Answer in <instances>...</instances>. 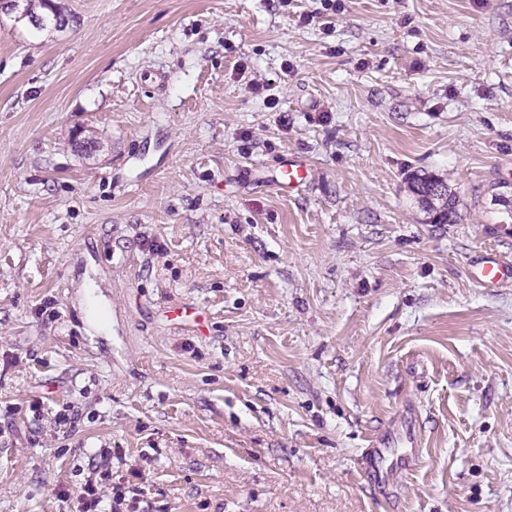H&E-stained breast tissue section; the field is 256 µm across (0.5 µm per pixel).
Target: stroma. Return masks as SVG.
<instances>
[{"label":"stroma","instance_id":"stroma-1","mask_svg":"<svg viewBox=\"0 0 512 512\" xmlns=\"http://www.w3.org/2000/svg\"><path fill=\"white\" fill-rule=\"evenodd\" d=\"M58 3L0 15V512L103 448L139 512H512V0ZM282 168L279 178L276 179V185L280 191L293 192L303 184L308 176L306 166L296 160H287ZM409 185L416 202L429 215L428 223L453 224L456 221V196L442 179L414 173L409 177ZM476 280L485 288H497L512 281V265L496 254L486 253L472 264Z\"/></svg>","mask_w":512,"mask_h":512}]
</instances>
